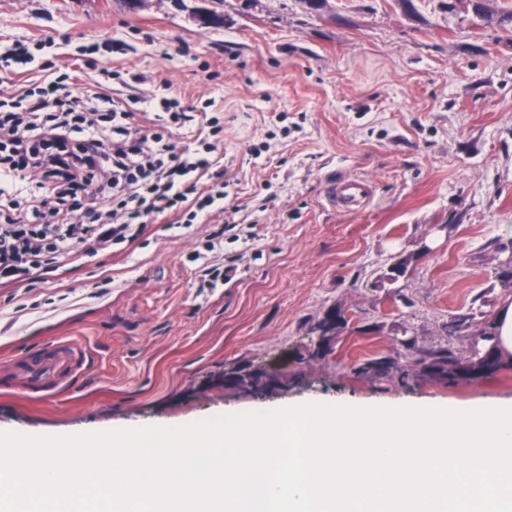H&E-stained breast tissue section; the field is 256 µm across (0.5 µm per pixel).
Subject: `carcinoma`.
<instances>
[{
	"label": "carcinoma",
	"instance_id": "1",
	"mask_svg": "<svg viewBox=\"0 0 512 512\" xmlns=\"http://www.w3.org/2000/svg\"><path fill=\"white\" fill-rule=\"evenodd\" d=\"M346 325V321H334L331 323L321 320L314 331L318 332L317 340L313 348L301 357V361L314 365L324 361L329 351L322 345V328L338 330ZM408 359L401 361L400 357L383 355L368 359L354 368V373L380 381H399L405 383L418 375L428 376L447 383H456L462 380H473L490 376L501 368L511 365L504 361L497 353L496 348H491L487 356L477 362L459 356L455 351L441 347L427 353L415 350V346L407 341L402 343ZM296 376L286 372L269 371L263 367L251 370L237 369L224 374V387L236 389L245 393L268 392L280 390L295 382Z\"/></svg>",
	"mask_w": 512,
	"mask_h": 512
}]
</instances>
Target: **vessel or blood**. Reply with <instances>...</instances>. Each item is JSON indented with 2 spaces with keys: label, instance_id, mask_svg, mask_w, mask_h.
<instances>
[{
  "label": "vessel or blood",
  "instance_id": "b4317fda",
  "mask_svg": "<svg viewBox=\"0 0 512 512\" xmlns=\"http://www.w3.org/2000/svg\"><path fill=\"white\" fill-rule=\"evenodd\" d=\"M325 196L333 209L354 214L371 202L374 186L358 176L332 177L326 182ZM90 359L82 337L58 336L34 353L0 360V388L50 402L86 370Z\"/></svg>",
  "mask_w": 512,
  "mask_h": 512
}]
</instances>
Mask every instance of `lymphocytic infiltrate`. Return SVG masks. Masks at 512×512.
Segmentation results:
<instances>
[{
    "mask_svg": "<svg viewBox=\"0 0 512 512\" xmlns=\"http://www.w3.org/2000/svg\"><path fill=\"white\" fill-rule=\"evenodd\" d=\"M38 70L0 100V171L23 184L0 219L1 286L130 247L161 215L188 228L223 213L217 117L173 92L114 99L108 69L80 91L70 73ZM180 129L190 144L175 140Z\"/></svg>",
    "mask_w": 512,
    "mask_h": 512,
    "instance_id": "lymphocytic-infiltrate-1",
    "label": "lymphocytic infiltrate"
}]
</instances>
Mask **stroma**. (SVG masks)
<instances>
[{
	"mask_svg": "<svg viewBox=\"0 0 512 512\" xmlns=\"http://www.w3.org/2000/svg\"><path fill=\"white\" fill-rule=\"evenodd\" d=\"M503 0H0V41L53 37L37 63L141 73L212 100L224 128L225 212L85 259L63 278L0 287V351L84 337L98 359L72 390L38 402L0 391V432L56 436L191 423L307 399L469 406L512 400V367L456 384L356 377L364 360L448 347L469 356L512 304V32ZM222 16L201 23L202 11ZM125 50L113 52L112 40ZM371 180L345 214L329 172ZM242 222L212 252L235 269L200 289L188 256L213 226ZM407 260L404 276L389 268ZM346 326L328 360L299 357L332 308ZM298 373L263 396L225 371Z\"/></svg>",
	"mask_w": 512,
	"mask_h": 512,
	"instance_id": "stroma-1",
	"label": "stroma"
}]
</instances>
